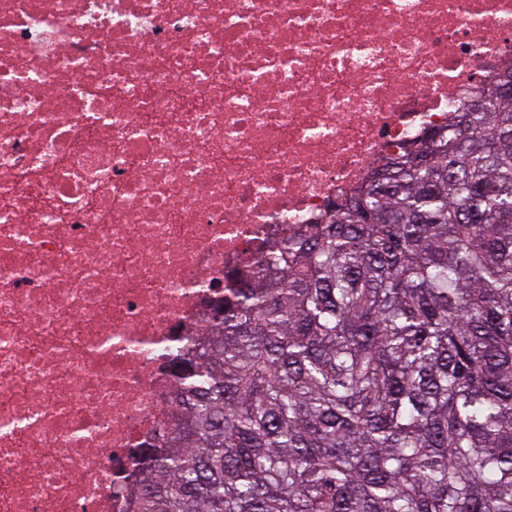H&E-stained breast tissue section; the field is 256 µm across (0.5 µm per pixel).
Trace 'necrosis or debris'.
<instances>
[{"label": "necrosis or debris", "instance_id": "obj_1", "mask_svg": "<svg viewBox=\"0 0 512 512\" xmlns=\"http://www.w3.org/2000/svg\"><path fill=\"white\" fill-rule=\"evenodd\" d=\"M512 66V0H0V512H132L180 360Z\"/></svg>", "mask_w": 512, "mask_h": 512}]
</instances>
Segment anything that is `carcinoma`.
Masks as SVG:
<instances>
[{
	"mask_svg": "<svg viewBox=\"0 0 512 512\" xmlns=\"http://www.w3.org/2000/svg\"><path fill=\"white\" fill-rule=\"evenodd\" d=\"M295 224L187 348L135 512H512V98Z\"/></svg>",
	"mask_w": 512,
	"mask_h": 512,
	"instance_id": "carcinoma-1",
	"label": "carcinoma"
}]
</instances>
